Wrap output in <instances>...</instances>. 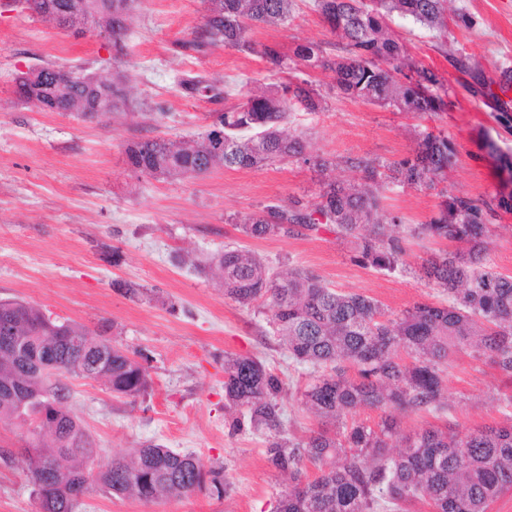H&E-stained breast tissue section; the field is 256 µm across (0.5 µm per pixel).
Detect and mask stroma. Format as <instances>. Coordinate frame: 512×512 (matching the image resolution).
<instances>
[{"instance_id":"stroma-1","label":"stroma","mask_w":512,"mask_h":512,"mask_svg":"<svg viewBox=\"0 0 512 512\" xmlns=\"http://www.w3.org/2000/svg\"><path fill=\"white\" fill-rule=\"evenodd\" d=\"M454 7L444 33L400 18L394 24L412 56L449 84L447 111L421 120L356 102L329 89L328 73L308 68L301 76L324 94L325 109L298 107L290 118L311 155L341 160H399L414 147L415 125L443 131L457 148L447 180L422 189L389 184L382 192L383 209L407 224L428 222L443 192L496 193L499 179L484 138L512 152V126L502 122L512 118V104L496 94L502 72L512 70V0H454ZM204 14V0H136L126 54L116 60L96 31L75 38L17 0H0V300L27 301L104 333L147 369L151 386L134 399L67 377L72 410L100 461L162 444L195 453L204 468L222 469L228 485L219 500L198 492L151 504L93 487L79 512H274L285 478L266 461L265 435L233 434L225 424L224 357L250 354L284 373L281 406L297 437L317 427L299 395L309 374L289 360L258 307L226 298L217 279L201 272L224 246L249 249L274 269L311 270L330 287L372 297L394 314L417 302L447 300L412 273L439 250L433 240H408L411 271L388 273L354 262L351 243L330 232L252 239L231 223L232 215L274 200L316 201L318 176L309 166L220 167L195 178L133 171L125 154L133 141L192 140L211 123L214 103L185 97L182 78L222 77L231 104L242 102L253 80L289 78L257 55L221 48L194 57L176 53V41L189 37ZM254 38L290 50L334 36L313 0H296L288 25L257 29ZM45 64L124 77L131 104L90 122L19 102L15 75ZM129 284L140 295H127ZM445 385L447 409L405 417V429H475L512 418V379L487 359L457 352ZM31 491L21 464L0 458V512H37Z\"/></svg>"}]
</instances>
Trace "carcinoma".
Wrapping results in <instances>:
<instances>
[{
	"label": "carcinoma",
	"mask_w": 512,
	"mask_h": 512,
	"mask_svg": "<svg viewBox=\"0 0 512 512\" xmlns=\"http://www.w3.org/2000/svg\"><path fill=\"white\" fill-rule=\"evenodd\" d=\"M315 7L342 54L332 59L327 44L299 43L289 56L254 41L263 27L286 25L295 0H208L201 27L175 43L181 55L205 54L224 47L257 54L271 68L284 71L298 60L333 74L332 88L348 98L388 107L418 118L448 111L449 87L433 69L410 57L391 30L393 17L447 31L450 0H314ZM133 0H32L31 11L50 16L75 37L94 29L112 38L113 58L125 53L124 34ZM39 76L15 78V93L44 112L75 114L85 120L121 112L129 94L121 81L48 64ZM183 95L226 100L217 78L180 80ZM323 98L306 80L255 85L241 103L222 109L224 119L191 144L144 137L126 150L128 164L151 176H203L214 169H253L303 163L325 176L319 200L272 201L232 222L254 239L298 236L305 231L331 232L353 240V260L386 271L406 270L408 239L421 236L445 242L422 263L417 275L448 295V303L417 302L399 314L375 299L327 286L312 271L290 266L272 271L254 252L226 247L213 254L207 268L218 273L224 296L243 307L262 303L288 358L312 369L301 390L306 410L319 427L304 439L286 436L280 406L285 382L252 355L224 356V410L229 429L244 424L269 433V465L288 476L275 512H399L402 504L424 500L431 512H488L490 503L512 488V423L462 430L454 425L405 430L402 418L436 411L445 400V373L453 355L467 349L489 359L512 378V276L487 265L498 236L496 221L512 213V191L489 199L450 193L425 224L405 226L381 208L379 169L410 188L431 187L446 178L457 150L448 136L414 130L416 148L400 161L342 162L307 152L303 137L285 127L289 111L299 105L322 109ZM497 175H512V154L492 139L483 142ZM345 165L357 173L338 180L332 173ZM29 343V356L53 352V383L46 364L22 368L0 352V421L21 415L37 417L50 402L59 405L58 427L37 449L3 451L4 459L25 466L39 487L38 512H76L78 490L97 485L112 496L150 503L165 493H226L221 470L205 469L192 452L149 444L93 472L97 449L68 406L66 375L100 381L113 393L137 398L150 387L146 369L123 349L104 344L83 325L45 319L29 302L0 300V337ZM81 339L86 346L77 347ZM23 390L21 403L5 390ZM360 408L382 412L373 425L346 424ZM317 470L307 475V467Z\"/></svg>",
	"instance_id": "cac0c4a2"
}]
</instances>
